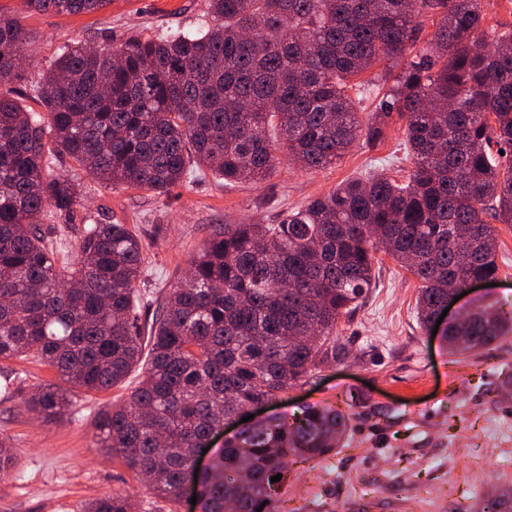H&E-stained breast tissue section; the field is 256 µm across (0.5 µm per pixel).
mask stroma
I'll return each mask as SVG.
<instances>
[{"label":"stroma","instance_id":"stroma-1","mask_svg":"<svg viewBox=\"0 0 512 512\" xmlns=\"http://www.w3.org/2000/svg\"><path fill=\"white\" fill-rule=\"evenodd\" d=\"M0 11L21 15L31 43L20 77L24 91L67 40L94 46L169 29L195 27L206 0H110L91 14L27 13L24 0H0ZM405 120L391 114L383 139L354 144L336 165L314 172L281 162L261 184H227L209 175L175 187L168 196L123 185L107 187L77 174L84 201L79 220L129 225L142 239V314L152 315L176 286L192 255L219 224H276L292 209L322 197L346 180L383 173L406 180ZM493 286L468 291L448 311L460 316L478 302L512 304V224L495 227ZM375 279L354 312L339 323L350 357L311 376L287 400L267 407L289 415L305 405L353 409L348 444L309 463H290L292 512H471L486 496L512 488V337L498 345L448 354L440 335L416 320L418 280L377 251ZM9 395L0 394V438L16 455L0 475V512H83L111 493L130 495L138 512H168L119 460L97 445L98 414L122 404L142 378L105 392L74 391L69 414L48 421L30 412L27 398L57 382L56 372L27 357L7 361Z\"/></svg>","mask_w":512,"mask_h":512}]
</instances>
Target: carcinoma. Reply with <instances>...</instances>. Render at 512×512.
<instances>
[{"label": "carcinoma", "instance_id": "1", "mask_svg": "<svg viewBox=\"0 0 512 512\" xmlns=\"http://www.w3.org/2000/svg\"><path fill=\"white\" fill-rule=\"evenodd\" d=\"M418 2L207 0L209 22L191 32L64 43L26 93L42 112L0 92V361L31 356L62 381L32 394L31 411L61 418L69 388L107 391L142 369L96 421L98 443L176 507L212 430L347 360L338 323L371 287L378 246L420 282L425 328L467 279L495 277L487 219L512 224V34L477 39L483 0H427L439 19L419 52ZM26 3L74 15L107 0ZM28 43L20 18L0 11V86L18 77ZM378 63L392 84L362 117L349 90ZM394 111L406 119L408 180L375 173L278 224L216 227L149 321L142 244L127 225H90L61 267L41 228L75 223L78 176L51 175L63 156L106 186L157 196L206 170L261 183L283 158L306 171L336 163L356 140L382 137ZM511 335L512 309L489 304L443 339L457 354ZM351 417L312 405L245 424L198 475L200 512H282L288 463L338 450ZM15 466L0 438V474ZM132 509L114 494L86 506Z\"/></svg>", "mask_w": 512, "mask_h": 512}]
</instances>
